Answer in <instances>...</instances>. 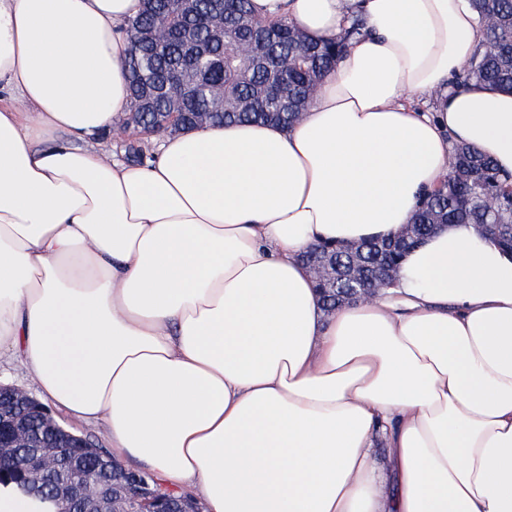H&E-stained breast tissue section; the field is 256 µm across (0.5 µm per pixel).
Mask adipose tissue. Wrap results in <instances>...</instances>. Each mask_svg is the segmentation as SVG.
I'll return each instance as SVG.
<instances>
[{
  "instance_id": "ef3b65f1",
  "label": "adipose tissue",
  "mask_w": 512,
  "mask_h": 512,
  "mask_svg": "<svg viewBox=\"0 0 512 512\" xmlns=\"http://www.w3.org/2000/svg\"><path fill=\"white\" fill-rule=\"evenodd\" d=\"M354 35L292 127L133 165L142 0H0V350L205 512H512V254L449 224L326 313L309 249L397 237L467 144L512 175V91L460 79L468 0H252ZM383 455H376V448Z\"/></svg>"
}]
</instances>
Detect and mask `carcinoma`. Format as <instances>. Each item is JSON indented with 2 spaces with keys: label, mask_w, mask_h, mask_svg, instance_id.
<instances>
[{
  "label": "carcinoma",
  "mask_w": 512,
  "mask_h": 512,
  "mask_svg": "<svg viewBox=\"0 0 512 512\" xmlns=\"http://www.w3.org/2000/svg\"><path fill=\"white\" fill-rule=\"evenodd\" d=\"M484 28L483 51L465 63L462 77L512 89V0H470ZM224 19V39L214 40L209 63L198 67L190 54L191 39L210 36L207 19ZM360 30L354 21L349 30L330 41L307 38L296 25L267 21L252 9V0H196L193 13L179 0H144L142 12L128 23L126 73L130 111L141 113L140 137L125 143L126 160L148 156L144 136L165 133L160 112L182 113V129L239 122H274L294 125L313 100L320 80L336 64L350 36ZM243 39L256 41L259 57L248 60L235 52ZM189 72L190 84L179 92L167 83L172 72ZM443 224H473L490 229L498 243L512 250V184L501 179L495 164L477 149L453 147L448 174L423 201L402 235L394 239L367 240L350 247L322 245L315 266L326 260L318 288L329 311L347 300L355 279L369 278L381 269L389 271L383 285L393 283L394 270L405 252ZM125 470L111 463V475L96 459H84L77 469L62 468L39 484L37 493L27 490L29 480H4L34 503L33 512H56L60 479L72 483L115 478V498L134 491L119 480Z\"/></svg>",
  "instance_id": "1"
}]
</instances>
